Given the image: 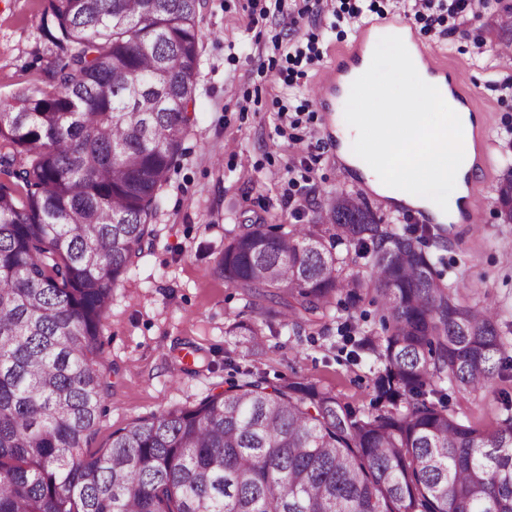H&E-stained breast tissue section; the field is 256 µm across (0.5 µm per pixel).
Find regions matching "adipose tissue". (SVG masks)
Listing matches in <instances>:
<instances>
[{
    "mask_svg": "<svg viewBox=\"0 0 512 512\" xmlns=\"http://www.w3.org/2000/svg\"><path fill=\"white\" fill-rule=\"evenodd\" d=\"M410 27H389L341 82L338 154L377 194L448 216V195L467 196L472 114L413 48Z\"/></svg>",
    "mask_w": 512,
    "mask_h": 512,
    "instance_id": "obj_1",
    "label": "adipose tissue"
}]
</instances>
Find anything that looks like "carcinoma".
I'll use <instances>...</instances> for the list:
<instances>
[{"label":"carcinoma","mask_w":512,"mask_h":512,"mask_svg":"<svg viewBox=\"0 0 512 512\" xmlns=\"http://www.w3.org/2000/svg\"><path fill=\"white\" fill-rule=\"evenodd\" d=\"M205 6L51 0L52 84L0 102V173L24 190L0 185V512H512V401L491 431L449 405L509 361L501 310L445 281L430 228L381 224L343 192L311 224L241 225L219 268L258 315L229 332L258 349L275 323H336L339 349L371 358L370 408L248 371L89 452L103 320L190 127ZM367 300L377 327L354 323Z\"/></svg>","instance_id":"carcinoma-1"}]
</instances>
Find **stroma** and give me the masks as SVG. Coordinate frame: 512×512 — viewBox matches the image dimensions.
<instances>
[{
    "label": "stroma",
    "mask_w": 512,
    "mask_h": 512,
    "mask_svg": "<svg viewBox=\"0 0 512 512\" xmlns=\"http://www.w3.org/2000/svg\"><path fill=\"white\" fill-rule=\"evenodd\" d=\"M51 0H0V101L51 80L57 52L38 28ZM499 0L477 13H454L453 0H432L416 15L411 0H207L193 121L162 187L153 235L141 258L112 290L104 319V363L110 395L92 448L113 431L173 405L190 406L223 391L235 368L268 378L308 377L343 403L368 408V364L346 361L335 330L297 338L266 336L258 351L229 333L251 318L246 301L225 282L217 259L241 224H308L327 195L362 193L365 181L336 149L291 147L276 128L297 118L296 136L322 128L316 85L341 51L375 19L407 22L433 65L464 72L465 91L494 143L491 173L475 184L476 221L456 224L447 246H433L449 283L487 293L512 322V224L496 205L501 160L512 157V53L502 52L492 21ZM512 370L456 412L481 430L495 429Z\"/></svg>",
    "instance_id": "stroma-1"
}]
</instances>
